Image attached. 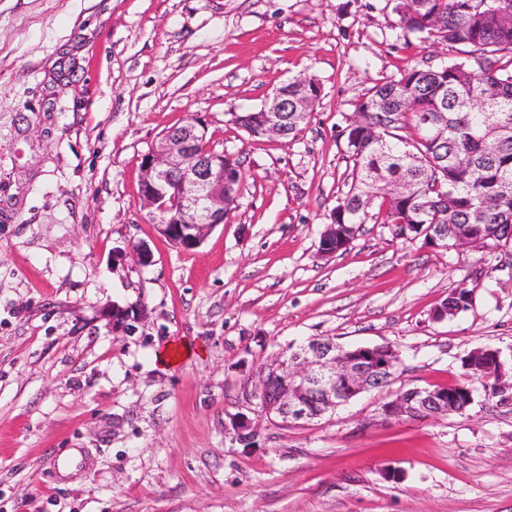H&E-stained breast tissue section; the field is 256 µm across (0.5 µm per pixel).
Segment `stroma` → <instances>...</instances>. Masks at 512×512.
<instances>
[{
  "instance_id": "35a3bbf8",
  "label": "stroma",
  "mask_w": 512,
  "mask_h": 512,
  "mask_svg": "<svg viewBox=\"0 0 512 512\" xmlns=\"http://www.w3.org/2000/svg\"><path fill=\"white\" fill-rule=\"evenodd\" d=\"M396 23L387 0H0V512H512V401L479 389L461 415L381 413L453 384L476 348L512 373V252L372 223L319 249L352 180V102L456 54ZM300 78L322 99L296 138L233 124ZM194 116L245 177L184 252L138 192L143 155ZM137 242L150 265L127 255ZM463 281L472 306L434 320ZM116 305L145 307L133 333L113 330ZM314 336L392 345L393 380L300 424L258 416L261 376ZM241 414L259 423L249 448ZM68 448L86 461L62 478L51 459ZM231 429L243 445L254 444L255 439L258 437V427L253 421L245 415H239L231 418L230 421Z\"/></svg>"
}]
</instances>
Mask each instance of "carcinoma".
Returning <instances> with one entry per match:
<instances>
[{
    "label": "carcinoma",
    "instance_id": "1",
    "mask_svg": "<svg viewBox=\"0 0 512 512\" xmlns=\"http://www.w3.org/2000/svg\"><path fill=\"white\" fill-rule=\"evenodd\" d=\"M404 39L459 46L440 65L406 67L374 84L352 103L347 152L353 163L349 190L336 199L329 220L337 235L355 238L367 222L386 224L396 237L452 248L477 237L491 251L512 249V0H387ZM288 100L306 99L310 112L288 113L295 138L320 103L314 80L280 87ZM263 113L241 112L234 124L263 137ZM400 179L407 191L390 197L377 186ZM434 224L448 226L437 242ZM476 286L453 291L456 308ZM486 355L463 359L462 379L447 389L458 408L473 402L474 382L495 397V380L482 375Z\"/></svg>",
    "mask_w": 512,
    "mask_h": 512
}]
</instances>
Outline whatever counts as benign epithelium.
Listing matches in <instances>:
<instances>
[{"instance_id":"7a95c632","label":"benign epithelium","mask_w":512,"mask_h":512,"mask_svg":"<svg viewBox=\"0 0 512 512\" xmlns=\"http://www.w3.org/2000/svg\"><path fill=\"white\" fill-rule=\"evenodd\" d=\"M265 135L288 136V99L274 90L259 108ZM208 126L196 117L174 127L145 154L141 161L139 205L158 215L159 233L185 252L198 249L210 233L224 223L230 211L233 174L224 166V152L201 146ZM143 310L112 308V328L131 332ZM487 373L498 380L503 399L512 400V379H506L498 352ZM399 358L391 345L345 347L329 336H315L278 359L260 379L258 407L267 417L298 423L336 410L361 393L376 389L388 365ZM455 412L448 398L431 388H411L385 403V419L404 416L440 417ZM231 429L242 444H252L258 427L245 415L231 418Z\"/></svg>"}]
</instances>
